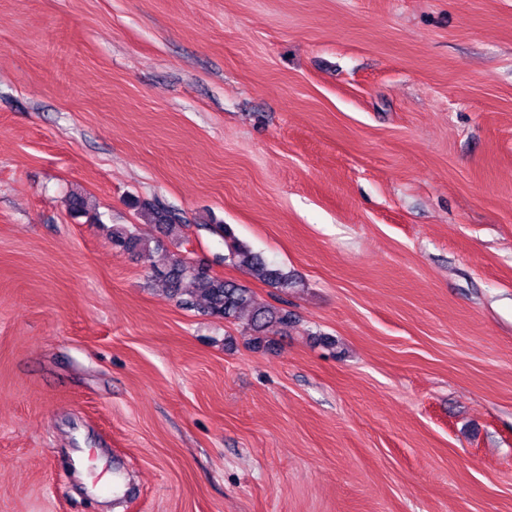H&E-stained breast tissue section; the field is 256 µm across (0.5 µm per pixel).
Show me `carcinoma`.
<instances>
[{"mask_svg": "<svg viewBox=\"0 0 512 512\" xmlns=\"http://www.w3.org/2000/svg\"><path fill=\"white\" fill-rule=\"evenodd\" d=\"M136 205L147 215L150 223L157 226L161 236L149 241L127 226H118L112 231V244L127 251L135 250L142 259L149 261L154 252L164 248V239L177 235L182 220L156 201H138ZM225 259L250 269L265 283L280 291L300 287V282L293 276L265 263L244 245H230ZM158 281L175 296L179 295L183 282L191 283L193 294L204 301V312L229 322L238 319L241 312L251 310L248 326L259 335L273 327L284 331L293 323L288 311L254 306L248 288L226 280L214 274L210 267L195 264L180 254L173 255L168 270L159 274Z\"/></svg>", "mask_w": 512, "mask_h": 512, "instance_id": "1", "label": "carcinoma"}]
</instances>
